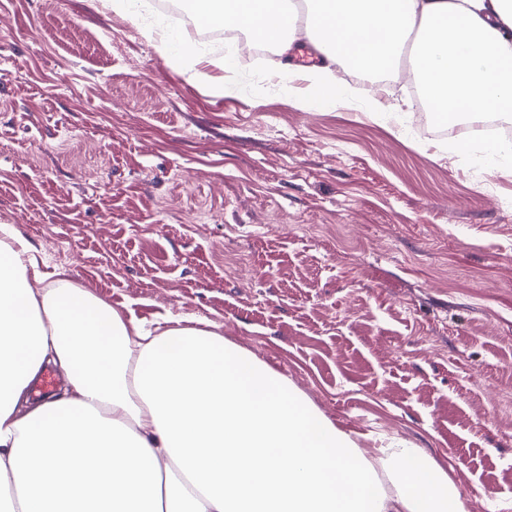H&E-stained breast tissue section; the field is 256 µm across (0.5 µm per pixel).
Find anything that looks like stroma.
Masks as SVG:
<instances>
[{
	"label": "stroma",
	"mask_w": 512,
	"mask_h": 512,
	"mask_svg": "<svg viewBox=\"0 0 512 512\" xmlns=\"http://www.w3.org/2000/svg\"><path fill=\"white\" fill-rule=\"evenodd\" d=\"M139 0H0V225L154 327L208 323L358 446L512 512V167L446 154L410 87L302 110L276 58L201 82ZM224 79L223 94L211 80Z\"/></svg>",
	"instance_id": "35a3bbf8"
}]
</instances>
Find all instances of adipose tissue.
<instances>
[{
	"label": "adipose tissue",
	"instance_id": "obj_1",
	"mask_svg": "<svg viewBox=\"0 0 512 512\" xmlns=\"http://www.w3.org/2000/svg\"><path fill=\"white\" fill-rule=\"evenodd\" d=\"M201 18L268 38L287 56L293 0H193ZM323 56L302 109L345 95L334 66H394L417 33L413 73L450 118L512 113V0H304ZM41 283L34 292L33 283ZM62 394L33 404L44 365ZM383 470L393 491L381 490ZM466 512L420 449L368 458L270 367L219 334L165 318L149 332L29 241L0 236V512Z\"/></svg>",
	"mask_w": 512,
	"mask_h": 512
}]
</instances>
